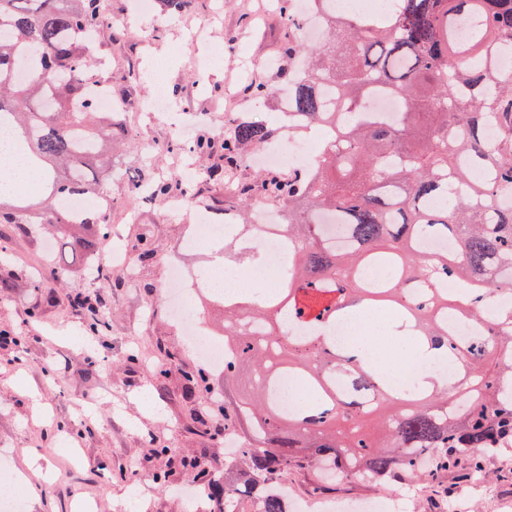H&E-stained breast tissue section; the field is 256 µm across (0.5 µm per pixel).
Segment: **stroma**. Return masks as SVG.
<instances>
[{
	"mask_svg": "<svg viewBox=\"0 0 512 512\" xmlns=\"http://www.w3.org/2000/svg\"><path fill=\"white\" fill-rule=\"evenodd\" d=\"M109 20L95 52L97 74L123 100L136 120L130 130H113L121 180L109 187L106 222L113 243L127 244L141 230L157 249L153 263L137 265L136 282L100 289L84 264H75L64 280L53 274L41 227L32 233L0 238V275L17 281L14 293L0 299V462L8 472L24 469L30 448H38L42 469L53 480L30 474L37 489L25 499L23 512H72L75 501L93 512H214L200 480L173 467L171 457L190 455L206 466H230L224 446V423L210 414L213 394L224 380L186 345L172 322L162 294L169 279L167 258L208 269L223 246L193 253L183 247L188 225L208 215L224 197L220 182L201 183L189 207L175 210L158 199L133 197L141 175L138 148L153 140L170 142L166 126L154 120L149 105L164 92L175 111L195 129L224 131L228 99L240 93L242 57L253 63L254 81L278 83L270 60L285 49V32L276 12L263 22L252 17L259 0H194L182 15L156 9L143 23L132 18L130 0H102ZM224 46L211 55L208 42ZM163 62L155 72L154 62ZM40 280L41 291L30 283ZM102 292L105 326L87 353L74 343L83 313L72 307L76 294ZM97 361L90 370L89 361ZM204 370L207 386L194 399L183 394L185 373ZM76 448L80 459L65 455ZM148 469H138L140 460ZM486 495L474 490L473 478L443 477L452 501L495 512V502L512 501V448L486 465ZM292 512H307L320 498L361 501L377 497L376 487L354 480H333L309 471L286 475Z\"/></svg>",
	"mask_w": 512,
	"mask_h": 512,
	"instance_id": "stroma-1",
	"label": "stroma"
}]
</instances>
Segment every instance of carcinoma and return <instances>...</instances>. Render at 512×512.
Listing matches in <instances>:
<instances>
[{"label":"carcinoma","mask_w":512,"mask_h":512,"mask_svg":"<svg viewBox=\"0 0 512 512\" xmlns=\"http://www.w3.org/2000/svg\"><path fill=\"white\" fill-rule=\"evenodd\" d=\"M288 27V96L298 122L335 130L324 142L316 172L279 169L247 173L245 150L270 141L276 128L248 115L216 140L202 131L190 147L206 171L234 179L224 209L250 220L261 197L288 209L281 225L291 254L288 272L270 299L224 297V340L236 351L224 364V387L243 385L224 400V430L240 425L254 443L240 450L241 478L228 481L196 458L179 457L197 472L216 506L262 489L259 512H287L274 494L285 472L324 465L376 486L415 483L437 474L482 471L481 460L512 446V319L492 324L477 343L458 340L448 316L481 318L494 293H512V73L496 67L512 44V0H390L383 17L338 13L333 0H309L324 21L325 37L305 44L293 0H276ZM473 21L466 41L453 36L461 19ZM108 25L99 0H0V120L6 121L25 163L50 187L39 208L8 206L0 188V224H45L57 247L70 252L55 263L64 279L76 260L90 262L97 235L106 232L98 202L112 181V116L96 96L104 87L91 69L90 49ZM332 88L341 113L324 104ZM384 91L401 97L398 124L363 116V100ZM252 100L274 97L266 82L245 88ZM498 138L484 137L487 126ZM136 191L155 198L190 196L193 184L144 170ZM92 200L75 217L65 206ZM330 214L345 229V244L324 236L317 216ZM451 236L452 255L428 253L427 238ZM385 267L378 284L362 272ZM101 299L75 296L88 331L103 323ZM389 306L406 318L417 345L440 350L458 365L454 381H431L401 394L367 357L324 361L280 344V310L315 320L348 317L354 306ZM296 375L306 402L285 413L273 386ZM349 380L336 389V378Z\"/></svg>","instance_id":"1"}]
</instances>
